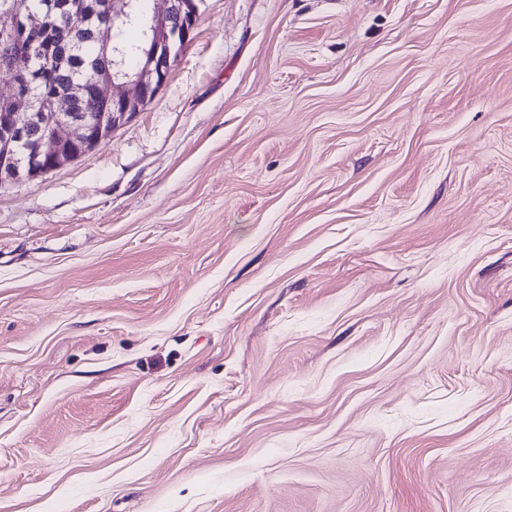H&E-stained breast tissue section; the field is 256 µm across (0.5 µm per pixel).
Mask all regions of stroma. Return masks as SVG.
Wrapping results in <instances>:
<instances>
[{
	"instance_id": "stroma-1",
	"label": "stroma",
	"mask_w": 512,
	"mask_h": 512,
	"mask_svg": "<svg viewBox=\"0 0 512 512\" xmlns=\"http://www.w3.org/2000/svg\"><path fill=\"white\" fill-rule=\"evenodd\" d=\"M0 512H512V0H201L0 184Z\"/></svg>"
}]
</instances>
